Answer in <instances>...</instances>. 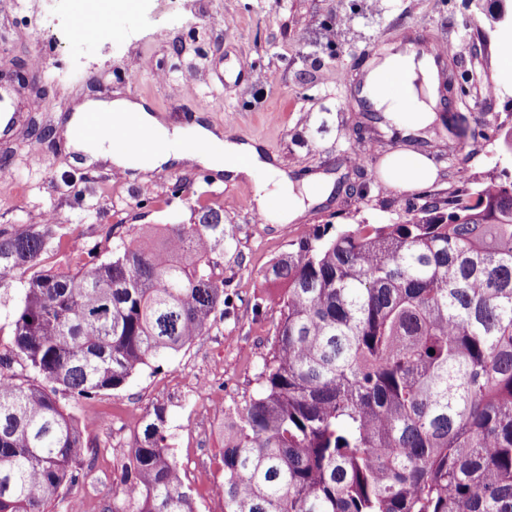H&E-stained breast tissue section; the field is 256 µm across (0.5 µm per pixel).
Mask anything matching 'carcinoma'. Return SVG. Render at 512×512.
Masks as SVG:
<instances>
[{"instance_id":"carcinoma-1","label":"carcinoma","mask_w":512,"mask_h":512,"mask_svg":"<svg viewBox=\"0 0 512 512\" xmlns=\"http://www.w3.org/2000/svg\"><path fill=\"white\" fill-rule=\"evenodd\" d=\"M370 112L352 147L372 149ZM400 224H326L266 269L280 318L259 389L224 409V512H512V175ZM60 224L0 228V512L81 476L67 402L118 390L224 318L221 214L142 224L112 257L47 267ZM158 403L110 512H198ZM15 291L16 290L7 295H0V327H2V331L0 333V351L7 349L11 340V328L9 326V323L11 321L10 311L16 300L14 296Z\"/></svg>"}]
</instances>
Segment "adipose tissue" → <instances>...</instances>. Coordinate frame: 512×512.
<instances>
[{
    "instance_id": "1",
    "label": "adipose tissue",
    "mask_w": 512,
    "mask_h": 512,
    "mask_svg": "<svg viewBox=\"0 0 512 512\" xmlns=\"http://www.w3.org/2000/svg\"><path fill=\"white\" fill-rule=\"evenodd\" d=\"M375 72L382 81L370 86L369 92L378 109L396 114L404 127L414 131H426L438 121L437 71L428 61L399 52L386 58ZM91 113L100 120V133L91 140L72 138L67 144L71 162L79 167L104 163L134 178L190 162L231 181L252 176L261 169L273 170L256 144L224 138L219 128L199 114L194 115L189 127L183 128L168 125L163 116L142 100L117 98L106 102L85 98L74 104L66 120L67 128H75ZM126 120L134 121L146 131L152 146L135 155L113 151L107 131ZM187 133L206 142V149L180 152L178 146ZM273 172L270 186L256 189L251 206L272 223L283 226L294 221L312 202L314 185L309 180L294 182L281 171ZM435 176L433 162L424 155L398 152L389 160L387 180L396 189L416 191L430 185Z\"/></svg>"
}]
</instances>
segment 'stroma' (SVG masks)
<instances>
[{
    "label": "stroma",
    "instance_id": "obj_1",
    "mask_svg": "<svg viewBox=\"0 0 512 512\" xmlns=\"http://www.w3.org/2000/svg\"><path fill=\"white\" fill-rule=\"evenodd\" d=\"M117 2L38 0L35 22L20 9L0 15V72L28 65L34 53L45 72L42 83L17 89L18 102L37 98L39 111L0 142V228L39 224L48 214L57 224H92L96 231L84 243L105 255L138 225L191 224L201 210L221 211L225 315L160 368L142 369L121 389L73 406L75 415L95 417L84 430L88 459L53 512H105L117 497L136 434L157 403L168 410L171 452L198 512H218L208 485L224 477L222 448L202 440L205 407L214 399L242 403L257 389L279 319L278 305L265 300V269L317 226L396 224L407 203L446 199L457 185L450 162L464 161L467 183L475 189L501 170L512 172V154L490 137L497 125L512 126V72L494 54L499 43L512 39V29L490 24L496 0H129L122 9ZM79 16L109 19L111 37L69 39ZM407 31L443 46L467 44L449 67L470 76L469 95L440 108L426 137L423 152L437 169L436 179L412 192L390 187L380 174L399 144H375L374 158L359 176L346 159L362 119L355 65ZM92 73L98 81L91 85L86 77ZM490 82L498 87L492 97L485 93ZM86 96L143 99L182 126L193 114H205L232 138L257 141L294 179L324 175L331 193L283 229L242 203L269 181L266 173L231 183L201 167H174L145 181L125 179L112 191L109 170L78 168L65 151L63 120L74 100ZM460 112L478 137L462 141L454 135ZM35 151L43 157L38 166L28 162ZM179 181L189 189L177 195ZM197 375L212 380L211 389L198 396L188 385Z\"/></svg>",
    "mask_w": 512,
    "mask_h": 512
}]
</instances>
